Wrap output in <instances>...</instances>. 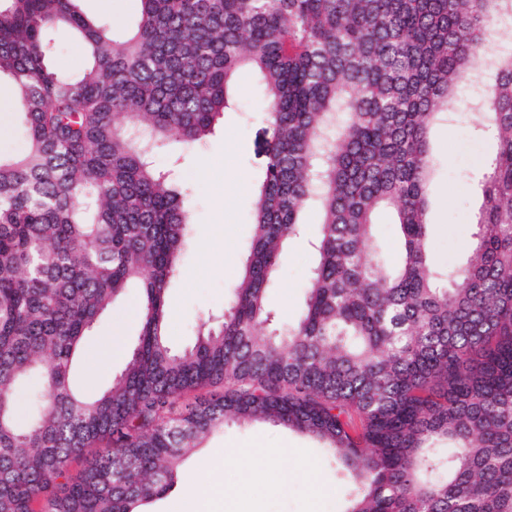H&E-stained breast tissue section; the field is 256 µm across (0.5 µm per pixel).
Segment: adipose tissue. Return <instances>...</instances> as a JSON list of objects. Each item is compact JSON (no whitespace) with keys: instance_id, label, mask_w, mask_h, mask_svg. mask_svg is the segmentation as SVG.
Wrapping results in <instances>:
<instances>
[{"instance_id":"ef3b65f1","label":"adipose tissue","mask_w":512,"mask_h":512,"mask_svg":"<svg viewBox=\"0 0 512 512\" xmlns=\"http://www.w3.org/2000/svg\"><path fill=\"white\" fill-rule=\"evenodd\" d=\"M287 454L284 448L252 446L237 450L231 461L237 473L238 496L244 499L253 498L257 493L274 496L286 493L293 483L311 482L312 469L309 464L291 469L280 465V458Z\"/></svg>"}]
</instances>
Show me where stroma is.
<instances>
[{"label":"stroma","instance_id":"stroma-1","mask_svg":"<svg viewBox=\"0 0 512 512\" xmlns=\"http://www.w3.org/2000/svg\"><path fill=\"white\" fill-rule=\"evenodd\" d=\"M456 95L459 104L454 117L437 125L431 135L430 247L436 262L442 265L462 261L466 256L473 213L479 205L469 176L495 149L492 140L473 129L477 89L462 84ZM235 96L242 105L241 111L225 113L205 146L187 150L170 143L155 155L157 166L188 192L190 224L180 256V273L168 291L165 328L170 344L176 348L192 345L202 324L214 326L221 321L233 285L224 272V264L244 263L252 236L250 193L258 188L272 128L261 110L258 83L248 73L238 75ZM228 169L248 178V195L223 196L224 172ZM317 224V217H309L304 232L283 253L270 291V302L280 322L294 321L299 315L317 260L311 246ZM139 331L140 291L130 288L86 336L84 356L71 373L74 385L89 395L105 389L123 369ZM115 336L122 340L121 351L105 368H98L104 343ZM251 445L287 448L285 466L311 464L316 481L330 491L326 499L317 502L307 485L296 483L286 496L259 499L258 512H344L348 480L337 473V465L324 452L322 443L311 435L265 421H229L223 429L209 434L185 456L179 466L180 480L165 494L146 502L142 512H171L173 503L183 495V477L190 473L198 474L200 480L216 479L226 488H233L232 467L216 460L212 452L219 449L230 455Z\"/></svg>","mask_w":512,"mask_h":512}]
</instances>
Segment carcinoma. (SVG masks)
Masks as SVG:
<instances>
[{
  "mask_svg": "<svg viewBox=\"0 0 512 512\" xmlns=\"http://www.w3.org/2000/svg\"><path fill=\"white\" fill-rule=\"evenodd\" d=\"M76 2L0 0L25 144L0 154V512H138L226 420L320 439L352 480L344 512H512V53L495 39L512 0H139L120 36ZM61 30L88 60L76 76L52 66ZM243 68L273 128L251 243L220 325L175 350L187 215L152 157L211 135ZM489 77L474 120L496 148L467 256L443 267L431 133L459 82ZM309 208L318 262L285 326L268 293ZM131 286L138 341L86 397L82 339Z\"/></svg>",
  "mask_w": 512,
  "mask_h": 512,
  "instance_id": "carcinoma-1",
  "label": "carcinoma"
}]
</instances>
